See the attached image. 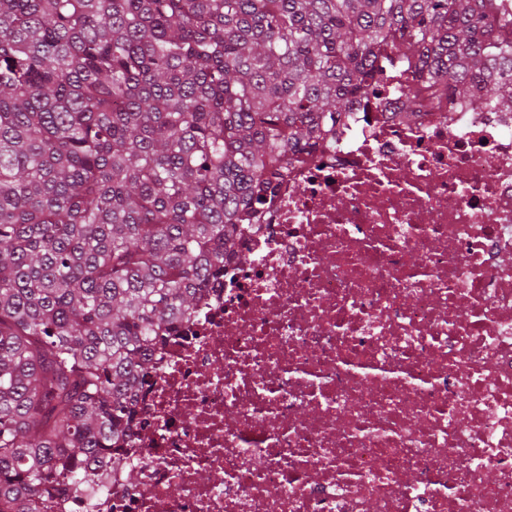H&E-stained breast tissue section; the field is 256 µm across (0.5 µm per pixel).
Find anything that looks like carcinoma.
<instances>
[{
	"label": "carcinoma",
	"instance_id": "obj_1",
	"mask_svg": "<svg viewBox=\"0 0 512 512\" xmlns=\"http://www.w3.org/2000/svg\"><path fill=\"white\" fill-rule=\"evenodd\" d=\"M389 50L512 113V0H0V512L105 487L154 348Z\"/></svg>",
	"mask_w": 512,
	"mask_h": 512
}]
</instances>
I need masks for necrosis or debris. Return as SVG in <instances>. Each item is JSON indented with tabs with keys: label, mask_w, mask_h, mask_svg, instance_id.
<instances>
[{
	"label": "necrosis or debris",
	"mask_w": 512,
	"mask_h": 512,
	"mask_svg": "<svg viewBox=\"0 0 512 512\" xmlns=\"http://www.w3.org/2000/svg\"><path fill=\"white\" fill-rule=\"evenodd\" d=\"M412 65L300 163L153 354L96 504L59 512H512V114Z\"/></svg>",
	"instance_id": "necrosis-or-debris-1"
}]
</instances>
